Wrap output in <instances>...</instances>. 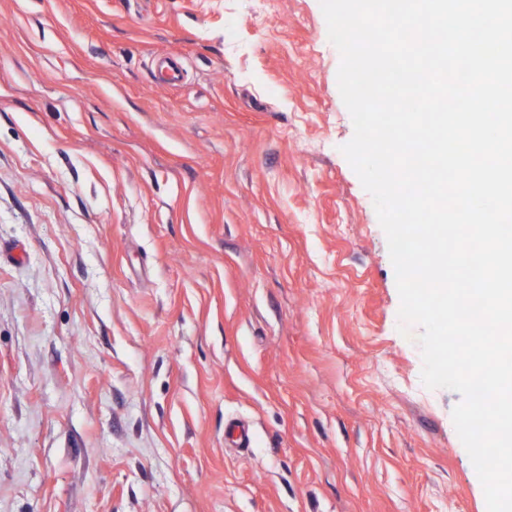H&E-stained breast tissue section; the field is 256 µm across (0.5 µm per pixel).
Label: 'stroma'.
Here are the masks:
<instances>
[{"label": "stroma", "mask_w": 512, "mask_h": 512, "mask_svg": "<svg viewBox=\"0 0 512 512\" xmlns=\"http://www.w3.org/2000/svg\"><path fill=\"white\" fill-rule=\"evenodd\" d=\"M339 63L320 0H0V512H487Z\"/></svg>", "instance_id": "1"}]
</instances>
